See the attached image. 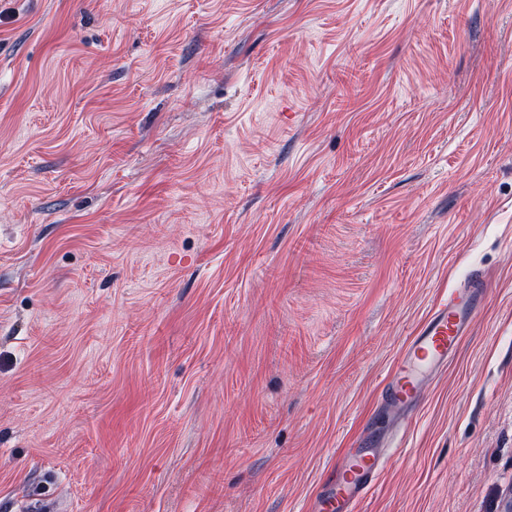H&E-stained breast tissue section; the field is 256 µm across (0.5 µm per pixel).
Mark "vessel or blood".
Returning <instances> with one entry per match:
<instances>
[{
    "mask_svg": "<svg viewBox=\"0 0 512 512\" xmlns=\"http://www.w3.org/2000/svg\"><path fill=\"white\" fill-rule=\"evenodd\" d=\"M487 285L483 276L464 287L444 291L398 352L386 378L384 407L392 423L378 446L342 449L336 467L312 499L310 512H354L355 505L376 485L394 451V439L408 423L423 388L448 367L471 330L473 313Z\"/></svg>",
    "mask_w": 512,
    "mask_h": 512,
    "instance_id": "vessel-or-blood-1",
    "label": "vessel or blood"
}]
</instances>
